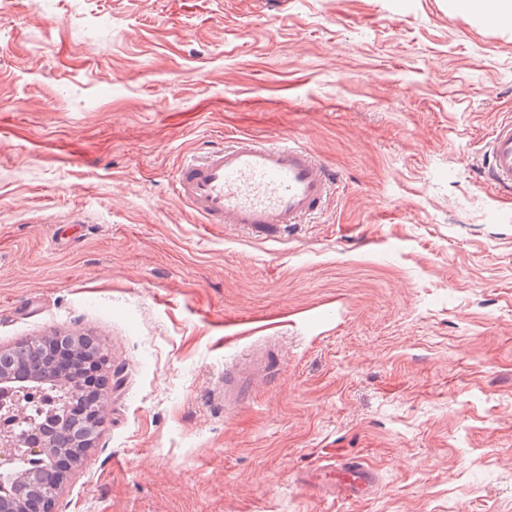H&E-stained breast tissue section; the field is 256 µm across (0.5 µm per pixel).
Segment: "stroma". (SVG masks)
Instances as JSON below:
<instances>
[{
    "mask_svg": "<svg viewBox=\"0 0 512 512\" xmlns=\"http://www.w3.org/2000/svg\"><path fill=\"white\" fill-rule=\"evenodd\" d=\"M507 112L512 29L452 0H0V347L111 363L55 512H512ZM240 136L336 170L323 214L197 223L176 170ZM482 182L502 195H512V116L498 119L488 133L478 165ZM336 488L352 498L367 496L374 487L375 473L358 461L336 459Z\"/></svg>",
    "mask_w": 512,
    "mask_h": 512,
    "instance_id": "1",
    "label": "stroma"
}]
</instances>
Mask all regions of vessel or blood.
<instances>
[{"label":"vessel or blood","instance_id":"1","mask_svg":"<svg viewBox=\"0 0 512 512\" xmlns=\"http://www.w3.org/2000/svg\"><path fill=\"white\" fill-rule=\"evenodd\" d=\"M479 168L484 184L512 195L511 115L490 129ZM336 185L333 170L306 145L243 137L183 163L172 192L200 223L272 228L321 212ZM335 472L337 489L352 498L375 484L374 472L357 461L337 460Z\"/></svg>","mask_w":512,"mask_h":512}]
</instances>
